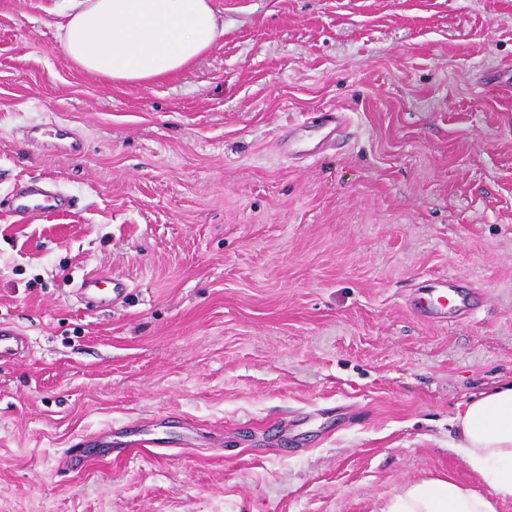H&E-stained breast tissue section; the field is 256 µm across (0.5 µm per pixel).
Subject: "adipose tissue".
<instances>
[{"label": "adipose tissue", "instance_id": "ef3b65f1", "mask_svg": "<svg viewBox=\"0 0 512 512\" xmlns=\"http://www.w3.org/2000/svg\"><path fill=\"white\" fill-rule=\"evenodd\" d=\"M63 16L71 63L115 84L178 72L224 35L212 0H68ZM454 423L455 453L491 494L512 496V381L467 402ZM490 496L442 476L403 484L381 512H494Z\"/></svg>", "mask_w": 512, "mask_h": 512}]
</instances>
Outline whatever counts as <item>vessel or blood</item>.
<instances>
[{
	"label": "vessel or blood",
	"instance_id": "vessel-or-blood-1",
	"mask_svg": "<svg viewBox=\"0 0 512 512\" xmlns=\"http://www.w3.org/2000/svg\"><path fill=\"white\" fill-rule=\"evenodd\" d=\"M321 123L327 133L320 141V148L334 144L337 136L347 127L345 113L330 111L322 113ZM8 211L17 221H25L35 213L56 214L65 206L64 194L56 184L47 178L31 179L14 184L7 200ZM125 292V286L108 272H90L77 284V294L85 303L95 309H106ZM480 293L462 284L453 277L438 279L431 287L419 289L412 308L423 318L454 319L474 312L479 307ZM26 340L23 331L15 326L0 322V360L16 359L24 350ZM129 443L124 447L114 446L112 429L92 434L90 446L106 455L117 458L127 456L129 451L138 449L158 455L164 451L165 439L159 437H135L132 427H124Z\"/></svg>",
	"mask_w": 512,
	"mask_h": 512
}]
</instances>
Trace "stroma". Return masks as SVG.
<instances>
[{
	"label": "stroma",
	"instance_id": "stroma-1",
	"mask_svg": "<svg viewBox=\"0 0 512 512\" xmlns=\"http://www.w3.org/2000/svg\"><path fill=\"white\" fill-rule=\"evenodd\" d=\"M224 37L156 82L66 57L63 0H0V512H379L407 482L485 486L452 418L512 378V0H214ZM350 124L292 159L293 126ZM64 123L71 157L29 145ZM77 204L15 222L16 181ZM96 269L128 285L90 311ZM481 288L425 321L412 291ZM176 448L70 470L75 439L182 421ZM321 123L328 129V132L319 143L314 146L299 148L294 140L288 139V142L283 140L282 147L284 151L288 152V155L295 153L315 154L320 150L331 147L336 141L337 136L347 128V120L344 112H322ZM25 334L10 323L0 322V360H14L24 350Z\"/></svg>",
	"mask_w": 512,
	"mask_h": 512
}]
</instances>
